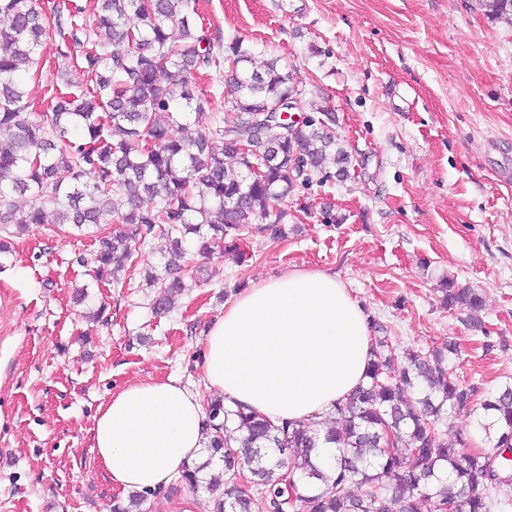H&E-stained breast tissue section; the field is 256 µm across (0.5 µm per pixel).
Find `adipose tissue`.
I'll return each mask as SVG.
<instances>
[{
	"label": "adipose tissue",
	"mask_w": 512,
	"mask_h": 512,
	"mask_svg": "<svg viewBox=\"0 0 512 512\" xmlns=\"http://www.w3.org/2000/svg\"><path fill=\"white\" fill-rule=\"evenodd\" d=\"M366 313L335 274L291 270L225 304L198 365L226 405L270 420L322 421L365 381ZM204 399L175 377L113 392L94 418L100 466L120 493L172 482L207 442Z\"/></svg>",
	"instance_id": "obj_1"
}]
</instances>
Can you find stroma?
Masks as SVG:
<instances>
[{"label":"stroma","mask_w":512,"mask_h":512,"mask_svg":"<svg viewBox=\"0 0 512 512\" xmlns=\"http://www.w3.org/2000/svg\"><path fill=\"white\" fill-rule=\"evenodd\" d=\"M197 10L212 37H241L254 69L280 58L304 98L327 101L351 175L280 200L284 236H248L243 262L187 256L203 279L161 318L145 275L166 261L165 239L135 253L117 288L94 285L78 263L94 237L51 224L16 235L0 259V512H112L122 496L91 439L99 404L150 377L204 391L197 356L225 304L294 268L339 277L382 325L394 371L406 348L452 339L459 373L485 391L512 377V179L500 175L512 162V28L477 0H198ZM81 57L47 39L38 67L19 71L36 117L65 81L82 82ZM444 277L482 294V330L443 305ZM101 306L106 322L89 321Z\"/></svg>","instance_id":"stroma-1"}]
</instances>
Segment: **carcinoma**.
Instances as JSON below:
<instances>
[{"label":"carcinoma","mask_w":512,"mask_h":512,"mask_svg":"<svg viewBox=\"0 0 512 512\" xmlns=\"http://www.w3.org/2000/svg\"><path fill=\"white\" fill-rule=\"evenodd\" d=\"M492 18L512 26V0H478ZM65 5L48 18L38 0H0V255L11 233L29 224L67 225L84 235L104 219L112 232L82 264L97 281L120 284L119 273L136 248L160 232L171 259L151 272L154 314L170 312L183 294L185 269L177 260L186 245L206 255L214 248L246 257L240 242L252 231L276 236L288 223L278 202L299 187L332 178L347 180L351 153L331 124L335 113L313 99L308 115L290 125L279 118L302 92L279 58L248 70L251 52L233 37L214 44L195 25L196 0H95L91 24ZM83 49L82 69L91 86L55 97L50 122L32 119L23 66L38 64L45 39ZM224 67L233 92L224 111L193 136L183 135L191 116L202 115L207 94L192 88L200 70ZM166 76L168 83L159 82ZM248 143L256 152H244ZM234 166L225 165V159ZM70 173V181L60 176ZM29 196L15 208L12 194ZM439 291L450 309L481 324L482 295L444 280ZM367 382L336 403L335 426L316 422L273 423L244 407L208 406L209 440L202 462L185 463L177 480L206 494L205 512H253V495L266 512H501L512 509V382L483 396L482 388L453 367V339L431 350H405L407 366L391 374L395 351L374 317ZM480 402L477 425L489 446L469 449L465 430L453 440L438 430L448 415ZM334 447L330 462L319 448ZM244 475L248 488L236 484ZM364 492L355 495L350 487Z\"/></svg>","instance_id":"cac0c4a2"}]
</instances>
